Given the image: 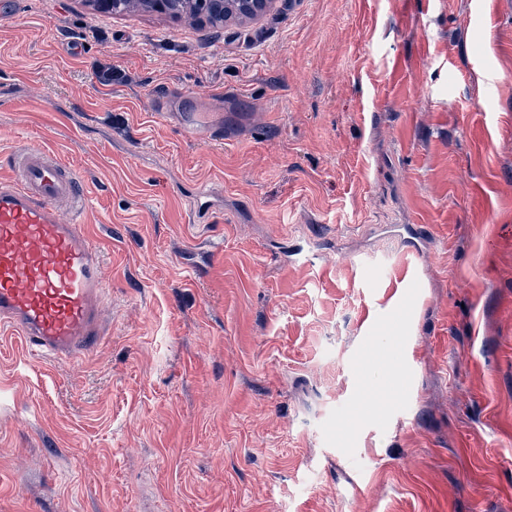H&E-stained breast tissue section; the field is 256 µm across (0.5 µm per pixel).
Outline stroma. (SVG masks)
Wrapping results in <instances>:
<instances>
[{"instance_id": "stroma-1", "label": "stroma", "mask_w": 512, "mask_h": 512, "mask_svg": "<svg viewBox=\"0 0 512 512\" xmlns=\"http://www.w3.org/2000/svg\"><path fill=\"white\" fill-rule=\"evenodd\" d=\"M7 2L0 155L37 141L83 178L112 283L93 353L0 334V512H512V9ZM202 185L223 204L191 224ZM416 224L413 257L391 230ZM408 268L404 346L373 363ZM207 0H169L168 15L173 18H194L197 16L203 20L204 17L199 14L209 11ZM216 119L214 115L208 112H187L183 114V129L191 137L204 138Z\"/></svg>"}]
</instances>
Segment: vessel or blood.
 Wrapping results in <instances>:
<instances>
[{
  "mask_svg": "<svg viewBox=\"0 0 512 512\" xmlns=\"http://www.w3.org/2000/svg\"><path fill=\"white\" fill-rule=\"evenodd\" d=\"M215 123L208 112H187L183 129L204 138ZM0 178V331L20 337L32 356L70 360L95 350L108 334L104 320L110 270L83 221L88 197L76 173L43 145L11 153ZM408 276L386 314L407 318L417 288Z\"/></svg>",
  "mask_w": 512,
  "mask_h": 512,
  "instance_id": "obj_1",
  "label": "vessel or blood"
}]
</instances>
